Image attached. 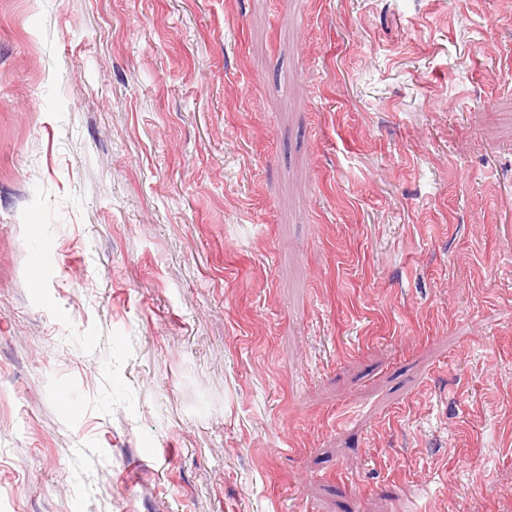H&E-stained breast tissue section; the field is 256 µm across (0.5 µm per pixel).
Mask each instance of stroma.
I'll return each mask as SVG.
<instances>
[{
  "mask_svg": "<svg viewBox=\"0 0 512 512\" xmlns=\"http://www.w3.org/2000/svg\"><path fill=\"white\" fill-rule=\"evenodd\" d=\"M0 512H512V0H0Z\"/></svg>",
  "mask_w": 512,
  "mask_h": 512,
  "instance_id": "1",
  "label": "stroma"
}]
</instances>
